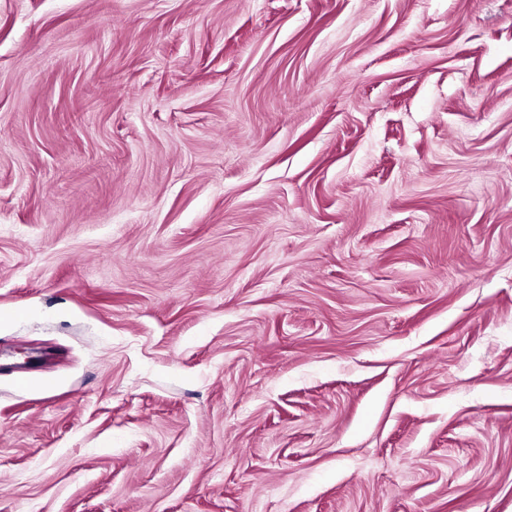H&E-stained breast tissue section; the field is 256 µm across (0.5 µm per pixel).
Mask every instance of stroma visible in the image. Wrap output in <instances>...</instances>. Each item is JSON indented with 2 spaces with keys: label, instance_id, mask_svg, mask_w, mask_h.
<instances>
[{
  "label": "stroma",
  "instance_id": "stroma-1",
  "mask_svg": "<svg viewBox=\"0 0 512 512\" xmlns=\"http://www.w3.org/2000/svg\"><path fill=\"white\" fill-rule=\"evenodd\" d=\"M0 512H512V0H0Z\"/></svg>",
  "mask_w": 512,
  "mask_h": 512
}]
</instances>
